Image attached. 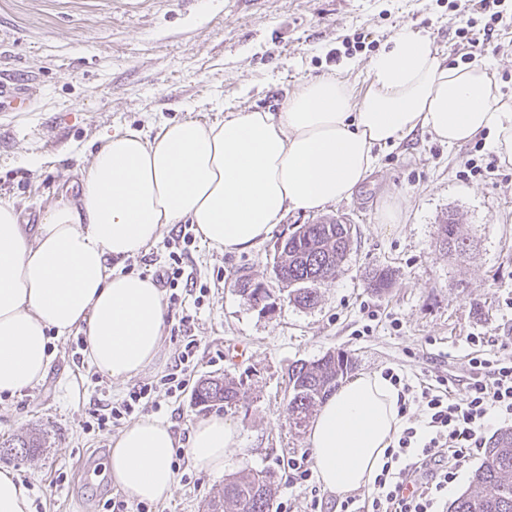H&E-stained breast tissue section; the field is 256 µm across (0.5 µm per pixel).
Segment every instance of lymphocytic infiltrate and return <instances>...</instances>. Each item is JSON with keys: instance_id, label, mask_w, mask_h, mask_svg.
<instances>
[{"instance_id": "1", "label": "lymphocytic infiltrate", "mask_w": 512, "mask_h": 512, "mask_svg": "<svg viewBox=\"0 0 512 512\" xmlns=\"http://www.w3.org/2000/svg\"><path fill=\"white\" fill-rule=\"evenodd\" d=\"M175 240L168 266L155 276L173 305L179 300L185 248L196 241L191 225H180ZM469 365L466 394L460 399L447 379L414 385L394 370L386 371L398 391L400 413L419 409L421 424L404 426L396 445L385 450L371 493L364 498L345 495L339 512H437L459 469L480 454L490 419L512 420V361L476 355Z\"/></svg>"}]
</instances>
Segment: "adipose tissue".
Wrapping results in <instances>:
<instances>
[{"instance_id":"adipose-tissue-1","label":"adipose tissue","mask_w":512,"mask_h":512,"mask_svg":"<svg viewBox=\"0 0 512 512\" xmlns=\"http://www.w3.org/2000/svg\"><path fill=\"white\" fill-rule=\"evenodd\" d=\"M425 129L448 146L485 134L512 161V102L489 63L446 65L408 29L371 65V84L354 100L345 81H305L279 114L232 112L224 121L163 123L155 136L126 129L105 136L77 199L46 210L27 235L13 201L0 198V395L41 382L48 343L81 330L91 367L114 381L146 370L160 354L163 294L151 278L110 267L136 256L163 230L191 224L203 243L242 252L291 210L320 212L350 198L374 170L375 147ZM398 391L382 374L361 373L321 405L308 442L324 490L346 493L373 482L403 426ZM239 445L220 416L199 420L187 451L208 472ZM170 423L136 420L115 440L108 467L125 496L168 499L179 477Z\"/></svg>"}]
</instances>
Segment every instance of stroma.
Masks as SVG:
<instances>
[{"label":"stroma","mask_w":512,"mask_h":512,"mask_svg":"<svg viewBox=\"0 0 512 512\" xmlns=\"http://www.w3.org/2000/svg\"><path fill=\"white\" fill-rule=\"evenodd\" d=\"M475 15L469 0H0V78H19L31 105L0 119V198L14 200L28 234L54 204L76 199L78 180L106 134L157 130L166 121L223 120L231 112L278 113L304 80L332 75L355 99L371 81V62L401 29L425 37L446 63L459 65L456 31ZM492 58L494 80L512 100V27L476 47ZM378 167L347 200L317 215L289 211L257 246L227 253L197 243L185 270L207 286L201 301L185 297L167 309L161 354L136 381L115 382L75 359L77 336L54 341L47 376L33 389L0 397V442L31 433L43 446L32 457H4L33 490V512H106L122 499L107 468L112 443L131 424L124 417L86 429L95 403L123 400L134 382L156 383L153 417L174 423L180 447L193 425L219 415L237 426L240 445L211 474L180 462L179 483L151 512H206L225 483L244 472H271L282 512H309L311 495L292 483L290 458L309 452L307 434L290 428L283 402L288 369L329 351L349 354L354 372L404 373L434 382L445 377L463 396L470 374L471 334H486L490 354L512 360V163L485 179L457 171L464 146L447 147L425 130L378 148ZM43 164L30 169L25 161ZM402 221L381 224L383 204ZM456 212L472 241L466 259L439 251L437 228ZM343 218L357 229L353 249L311 309L275 287L277 244L295 226L318 217ZM390 267L383 294L365 275ZM271 284V305H252L237 288L241 272ZM200 340L184 391L167 393L162 376L175 371L182 349L173 335L182 315ZM247 347L232 361L230 347ZM239 383L235 407L195 405L200 379Z\"/></svg>","instance_id":"1"}]
</instances>
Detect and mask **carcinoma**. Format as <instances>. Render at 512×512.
<instances>
[{
    "label": "carcinoma",
    "instance_id": "cac0c4a2",
    "mask_svg": "<svg viewBox=\"0 0 512 512\" xmlns=\"http://www.w3.org/2000/svg\"><path fill=\"white\" fill-rule=\"evenodd\" d=\"M353 228L335 219L300 224L277 246L274 279L300 306L313 307L319 300V287L336 278L350 252ZM439 246L450 254L464 256L470 239L460 231L456 218L439 225ZM367 285L383 293L393 285L394 273L388 268L366 273ZM353 367L343 352H328L312 363L296 364L288 370V397L284 413L296 429L305 426L309 415L330 397ZM195 402L205 407L232 406L240 401L238 385L221 377L200 380L194 389ZM6 452L33 456L42 447L39 437L29 435L1 443ZM275 491L272 474L252 471L234 477L224 485V494L209 503V512H273ZM448 512H512V429L498 432L484 449V462L475 470L472 484L448 506Z\"/></svg>",
    "mask_w": 512,
    "mask_h": 512
}]
</instances>
